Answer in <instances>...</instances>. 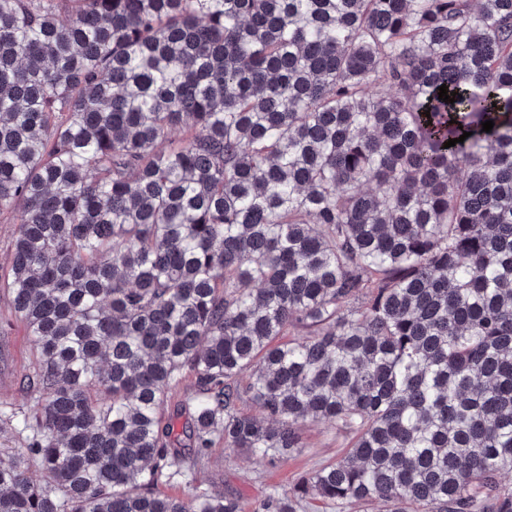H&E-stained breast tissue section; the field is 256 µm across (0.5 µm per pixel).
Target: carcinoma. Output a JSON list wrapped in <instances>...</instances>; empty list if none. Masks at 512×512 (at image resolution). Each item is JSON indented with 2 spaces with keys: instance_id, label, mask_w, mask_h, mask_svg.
Masks as SVG:
<instances>
[{
  "instance_id": "1",
  "label": "carcinoma",
  "mask_w": 512,
  "mask_h": 512,
  "mask_svg": "<svg viewBox=\"0 0 512 512\" xmlns=\"http://www.w3.org/2000/svg\"><path fill=\"white\" fill-rule=\"evenodd\" d=\"M5 212L0 512H186L308 418L351 448L254 512H512V0H0ZM19 220L14 214L0 216V272L11 264L10 245L19 232ZM32 341L12 314L11 296L0 289V399L12 403L17 413L11 421H0V448H20L22 418L34 405L36 394L23 384L31 359Z\"/></svg>"
}]
</instances>
